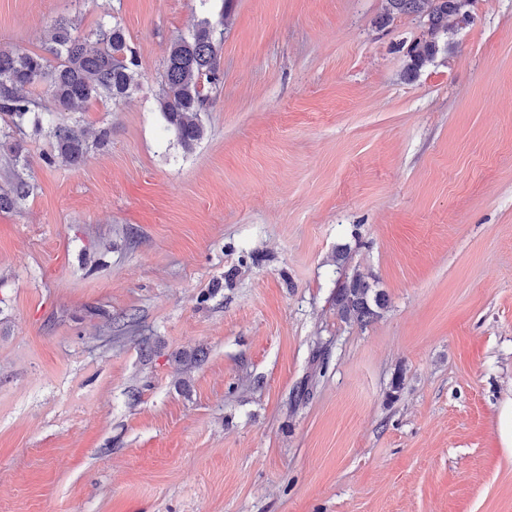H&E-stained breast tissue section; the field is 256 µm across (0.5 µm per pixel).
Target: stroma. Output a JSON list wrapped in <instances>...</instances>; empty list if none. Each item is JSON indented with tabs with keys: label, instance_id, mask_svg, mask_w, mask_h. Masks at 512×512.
I'll return each instance as SVG.
<instances>
[{
	"label": "stroma",
	"instance_id": "stroma-1",
	"mask_svg": "<svg viewBox=\"0 0 512 512\" xmlns=\"http://www.w3.org/2000/svg\"><path fill=\"white\" fill-rule=\"evenodd\" d=\"M231 19L184 151L168 48ZM387 0H0V50L120 22L85 163L0 210V512H512V0L415 77ZM348 247L344 269L332 257ZM389 297L343 321L340 273Z\"/></svg>",
	"mask_w": 512,
	"mask_h": 512
}]
</instances>
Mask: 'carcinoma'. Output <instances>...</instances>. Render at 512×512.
<instances>
[{"mask_svg": "<svg viewBox=\"0 0 512 512\" xmlns=\"http://www.w3.org/2000/svg\"><path fill=\"white\" fill-rule=\"evenodd\" d=\"M387 2L388 16L407 14L423 20L422 38L406 49L409 77L435 59L450 22L474 21L471 0ZM229 15L230 6L226 4L219 21L202 20L190 36L175 39L168 51L156 101L167 128L186 151L203 138L201 112L206 110L210 94L222 83L219 52ZM75 30L70 21L57 20L45 55L0 51V113L10 120L4 137L12 132L21 134L28 126L42 131V109L31 97V89L42 83L48 85L55 112H75L92 102L116 104L138 88L141 62L120 24H101L83 35ZM48 133L54 139L55 154L43 156L46 164H54L58 157L73 168L84 163L89 150L84 130L56 123L49 125ZM21 154L20 145H14L13 177L7 189L0 188V208L12 206L30 192L25 174L27 159ZM334 301L344 321L360 325L381 316L388 307L387 295L359 273L338 282Z\"/></svg>", "mask_w": 512, "mask_h": 512, "instance_id": "cac0c4a2", "label": "carcinoma"}]
</instances>
